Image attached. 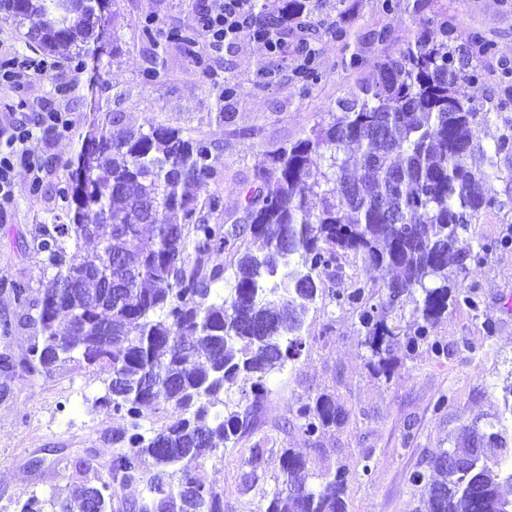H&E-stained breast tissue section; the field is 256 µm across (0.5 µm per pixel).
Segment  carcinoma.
Masks as SVG:
<instances>
[{"mask_svg":"<svg viewBox=\"0 0 512 512\" xmlns=\"http://www.w3.org/2000/svg\"><path fill=\"white\" fill-rule=\"evenodd\" d=\"M259 8L265 22L253 37L262 41L273 25L303 23L315 4L263 0ZM0 19L24 29L28 46L43 55L74 47L78 70L107 35L98 0H0ZM205 20L201 10L166 30L154 16L137 27L151 47L163 40L196 55ZM335 35L344 68L359 70L360 42L350 45L342 27ZM494 53L482 34L455 44L445 25L378 60L327 123L268 152L269 166L236 190L232 205L209 192L214 143L163 125L136 129L106 113L68 180L53 187L68 221L35 227L40 274L51 285L38 298L25 284L10 289L28 307L32 336L26 356L17 363L2 357L0 368L18 366L34 378L78 362L106 374L94 406L124 422L121 447L107 477L76 488L77 506L31 496L19 512H224V491L196 469L249 432L272 370L298 359L319 296L359 311L361 345L378 376L394 373L396 345L409 355L424 344L442 354L431 330L448 307L479 309L461 280L468 263L509 245L501 239L475 251L458 248L460 236L496 205L501 155L512 153V133L490 146L475 137L478 121H489L498 106L475 101L469 88L485 77ZM164 66L152 53L143 79L157 80ZM295 74L308 84L322 80L313 52L302 55ZM83 241L95 249L81 251ZM215 253L225 261L213 262ZM350 258L378 270L379 280L330 287ZM220 283L230 288L218 301L211 294ZM408 302L412 322L404 329L389 317ZM241 377L252 380L250 391L211 412ZM147 408L168 413L151 435L141 424ZM345 418L328 393L300 401L295 411L310 439ZM511 442L501 419L475 420L455 446L428 455L409 477L425 512H512V471L504 469ZM495 448L503 453L494 469L487 460ZM262 460L259 448L241 460L244 479L257 478ZM279 463L283 488L269 495L265 512H346L343 467L314 485L307 459L293 449H283ZM137 481L149 485L148 499L115 500L117 489Z\"/></svg>","mask_w":512,"mask_h":512,"instance_id":"carcinoma-1","label":"carcinoma"}]
</instances>
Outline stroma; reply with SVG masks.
Here are the masks:
<instances>
[{
  "label": "stroma",
  "instance_id": "stroma-1",
  "mask_svg": "<svg viewBox=\"0 0 512 512\" xmlns=\"http://www.w3.org/2000/svg\"><path fill=\"white\" fill-rule=\"evenodd\" d=\"M208 0H120L114 25L123 53L103 55L102 88L96 93L101 112H117L124 124L149 127L163 124L189 136H202L219 145L215 167L226 187L251 177L265 165L267 151L304 138L312 128L338 111L348 98L356 77L341 65V45L336 26L367 35L385 28L389 40L367 43L364 72L380 58L397 55L415 39L421 24L438 26L451 21L457 43H468L479 32L496 46L483 80L474 85V99H502L498 65L512 64V0H401L397 9L384 12L378 0H321L315 14L320 33L311 48L321 60L322 82L300 91L287 76L260 81L259 72L272 60L263 42L245 36L225 52L220 77L239 84L237 98L226 104L229 122L216 118V102L207 72L175 48H167L164 75L155 83L143 80L151 49L138 35L139 18L155 15L171 26L192 18ZM59 70L34 76L23 89L0 86V133L16 118L30 116L43 107L63 112L70 121L64 135L39 133L29 142L32 153L53 159L44 169V183L65 180L67 162L84 140L94 119L83 98L87 74L67 68V51H59ZM72 85V96L57 94V83ZM500 204L483 214L476 241L512 236V182L497 180ZM14 202L0 210V322L13 325L0 335V354L21 360L30 331L25 308L9 291L16 282L28 283L32 296L46 286L39 274L40 257L26 246L34 225L51 223L58 212L54 195L34 192L25 169L14 176ZM466 284L475 292L479 311L449 307L434 328L447 354L437 357L422 349L404 359L392 377L375 375L370 354L360 344L355 312L318 299L304 327L305 347L300 357L274 370L268 393L249 437L224 453L207 458L197 468L199 478L224 491L229 512H264L266 495L280 475L281 449L291 448L308 460L310 472L323 474L336 467L349 473L347 512H415L419 491L408 481L411 471L426 456L447 447L458 428L475 417H496L502 410L501 388L512 376V249L497 250L480 263H469ZM103 389L101 374L86 365L69 363L50 376L35 380L21 371L0 370V512H16L19 501L30 496L69 494L82 483L76 471L54 466L62 456H92L104 465L117 449L121 421L90 411ZM322 393L335 395L348 413L347 420L327 429L318 442H309L296 427L294 414L300 399ZM450 406L437 410L441 398ZM261 446L264 464L256 481L242 478L240 461L250 448Z\"/></svg>",
  "mask_w": 512,
  "mask_h": 512
}]
</instances>
